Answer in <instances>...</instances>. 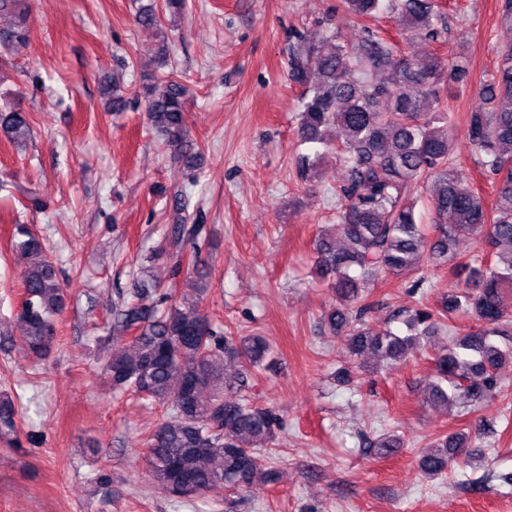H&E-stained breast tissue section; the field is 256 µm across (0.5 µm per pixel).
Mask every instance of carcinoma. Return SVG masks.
Wrapping results in <instances>:
<instances>
[{
	"label": "carcinoma",
	"mask_w": 512,
	"mask_h": 512,
	"mask_svg": "<svg viewBox=\"0 0 512 512\" xmlns=\"http://www.w3.org/2000/svg\"><path fill=\"white\" fill-rule=\"evenodd\" d=\"M364 36L348 42L322 31L305 37L289 61V77L304 88L300 106L301 138L330 147L345 166L336 185L334 232L314 240L319 276L331 280L338 307L326 316L330 334L354 356L372 354L394 364L411 346L467 316L479 327L452 336L435 353V380L426 403L448 406L460 399L474 403L504 398L500 372L512 363V347L496 336H512V42L495 46L498 64L479 84L477 102L467 113L474 164L491 178L495 200L487 207L483 194L456 170V146L449 134L451 112L444 86L465 88L468 48L448 61L428 52L416 62V43H436L444 33L438 0H343ZM26 0H0V69L10 64L11 50L30 40ZM385 12L402 25L403 43L374 33L364 21ZM138 25L161 30L157 6L136 14ZM102 95L112 112L127 107L125 88L104 84ZM188 90L169 72L146 91L147 116L164 137L171 156L192 163L198 157L187 135ZM0 135L22 142L31 135L29 113L0 105ZM426 199L430 222L417 210L418 190ZM203 225L173 224L169 238L178 249L202 239ZM461 236L488 248V255L458 260L452 245ZM13 250L24 260L23 301L15 319L27 356L37 361L56 341L55 318L65 308V294L43 240L27 224H15ZM450 267L462 285L442 293L438 307L399 310L408 334L389 328L364 327L366 300L382 279L405 280L423 263ZM156 283L142 278L131 298L116 306L112 354L102 372L114 390H132L165 408V415L146 440V468L156 485L176 497L202 495L215 488L250 493L275 482L260 464V451L276 439L277 412L246 398L248 378L269 368L271 348L258 335L224 336V328L201 310L208 288L195 300L174 297L163 311L144 304ZM239 371L224 375V364ZM19 409L0 396V435L13 436ZM474 430H457L419 458L428 478H439L457 465L472 467L480 458L468 451ZM403 446L393 433L369 442L376 457L391 456Z\"/></svg>",
	"instance_id": "obj_1"
}]
</instances>
